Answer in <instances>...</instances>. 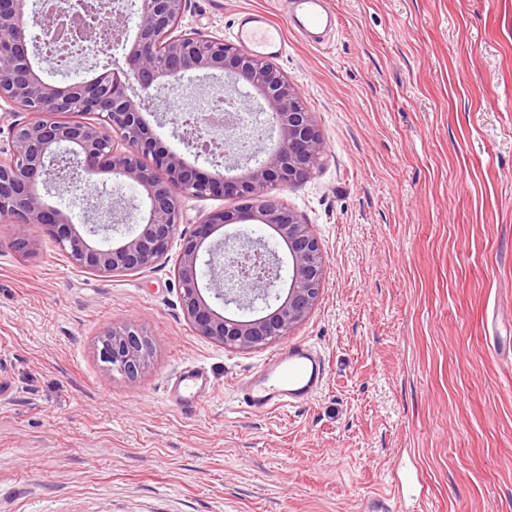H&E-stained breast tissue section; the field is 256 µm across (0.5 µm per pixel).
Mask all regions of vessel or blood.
I'll use <instances>...</instances> for the list:
<instances>
[{
    "mask_svg": "<svg viewBox=\"0 0 512 512\" xmlns=\"http://www.w3.org/2000/svg\"><path fill=\"white\" fill-rule=\"evenodd\" d=\"M285 4L290 26L307 42H323L338 23L329 0H285ZM234 27L238 46L252 56L278 57L286 50L281 28L264 13H244ZM325 374V363L312 345L292 343L270 354L254 374L238 382L237 399L248 413L257 416L302 407L320 392ZM172 387L171 401L179 407L196 405L211 390L198 367L183 370Z\"/></svg>",
    "mask_w": 512,
    "mask_h": 512,
    "instance_id": "1",
    "label": "vessel or blood"
}]
</instances>
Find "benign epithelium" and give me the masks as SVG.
I'll use <instances>...</instances> for the list:
<instances>
[{
	"instance_id": "obj_1",
	"label": "benign epithelium",
	"mask_w": 512,
	"mask_h": 512,
	"mask_svg": "<svg viewBox=\"0 0 512 512\" xmlns=\"http://www.w3.org/2000/svg\"><path fill=\"white\" fill-rule=\"evenodd\" d=\"M186 0H139L141 22L128 36L124 11L112 0H68L61 13L28 9V0H0V111L13 118L8 156L0 159V220L16 229L11 245L24 257L33 254L30 229L54 240L76 267L98 274L151 270L168 252L180 224V198L224 196L244 200L235 211H215L184 239L175 272L185 318L197 335L238 352L262 349L288 335L317 304L325 274L320 243L295 211L271 189L303 179L325 142L306 112L297 87L273 64L258 60L218 36L183 26ZM78 22L76 37L103 45L104 72L90 81L58 86L33 66L38 40L56 30L52 41ZM122 51L124 65L112 60ZM218 71L224 95L242 111L255 96L267 115L264 141L248 153L236 149L234 126L226 122V176L214 177L162 148L143 110L159 87L179 90L194 72ZM72 114L94 121L69 120ZM65 161L76 177L99 191L97 176L112 175L116 196H108V221L100 207L87 210L85 231L104 236L99 244L80 234L62 210L45 204L39 186L57 181ZM250 164L237 173L241 162ZM141 189L145 213L136 227L120 230L127 206L120 188ZM257 221L273 231L288 251V279L282 258L265 238L251 239L235 228ZM224 229L222 238L211 237ZM209 271L200 287L201 267ZM209 292L207 300L203 292ZM98 356L128 378L149 364L150 345L140 327L127 322L107 329Z\"/></svg>"
}]
</instances>
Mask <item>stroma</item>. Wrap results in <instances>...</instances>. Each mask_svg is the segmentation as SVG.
Returning <instances> with one entry per match:
<instances>
[{"mask_svg": "<svg viewBox=\"0 0 512 512\" xmlns=\"http://www.w3.org/2000/svg\"><path fill=\"white\" fill-rule=\"evenodd\" d=\"M316 46L283 0H187L232 42L246 10L286 29L276 66L327 149L276 187L326 256L317 306L287 336L326 361L306 406L242 411L235 380L268 349L197 336L179 245L145 273L94 274L0 223V512H512V0H331ZM135 322L148 369L96 352ZM203 366L213 393L172 407Z\"/></svg>", "mask_w": 512, "mask_h": 512, "instance_id": "stroma-1", "label": "stroma"}]
</instances>
